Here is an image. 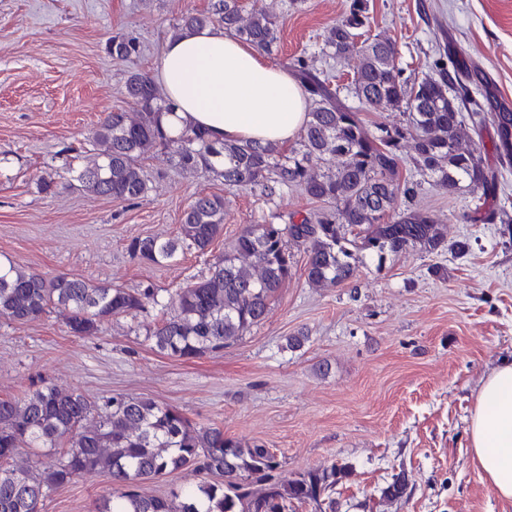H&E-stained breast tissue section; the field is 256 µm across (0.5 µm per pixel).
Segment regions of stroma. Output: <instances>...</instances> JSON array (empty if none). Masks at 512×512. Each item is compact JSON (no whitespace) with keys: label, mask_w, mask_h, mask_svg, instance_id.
Instances as JSON below:
<instances>
[{"label":"stroma","mask_w":512,"mask_h":512,"mask_svg":"<svg viewBox=\"0 0 512 512\" xmlns=\"http://www.w3.org/2000/svg\"><path fill=\"white\" fill-rule=\"evenodd\" d=\"M213 0H0V263L160 297L207 274L214 256L248 224H285L321 210L298 189L273 199L228 191L222 180L183 174L164 155L144 161L149 191L137 203L78 190L42 191L67 177L106 113L130 111V70L153 72L182 17ZM276 14L271 63L304 57L348 92L353 60L321 53L322 35L350 0H242ZM370 32L390 39L404 76L458 71L471 98L512 104V0H371ZM137 38L140 53L112 57V37ZM493 122L466 132L482 142L499 187L486 210L512 214V165L494 150ZM202 194L225 200L224 232L210 253L162 266L132 256V239L176 235ZM414 207L445 226L442 252L409 250L364 258L345 284L318 288L302 268L264 321L241 340L190 360L157 352L148 334L161 309L70 333L58 310L29 323L0 319V398L42 382L80 388L93 401L115 394L173 406L193 423L272 448L283 476L333 464L345 473L336 512H512L472 460L469 411L482 379L512 360V223L476 221L472 194L422 184ZM304 335L302 348L287 339ZM405 476L406 496L381 491ZM111 491L107 475L76 474L51 491L42 512H91Z\"/></svg>","instance_id":"35a3bbf8"}]
</instances>
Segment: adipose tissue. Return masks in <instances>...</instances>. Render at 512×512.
<instances>
[{"label":"adipose tissue","mask_w":512,"mask_h":512,"mask_svg":"<svg viewBox=\"0 0 512 512\" xmlns=\"http://www.w3.org/2000/svg\"><path fill=\"white\" fill-rule=\"evenodd\" d=\"M155 76L172 106L162 124L173 137L195 129L213 141L284 144L307 120V98L288 70L221 28H187L169 38ZM469 442L494 494L512 504V361L502 362L479 387Z\"/></svg>","instance_id":"adipose-tissue-1"}]
</instances>
